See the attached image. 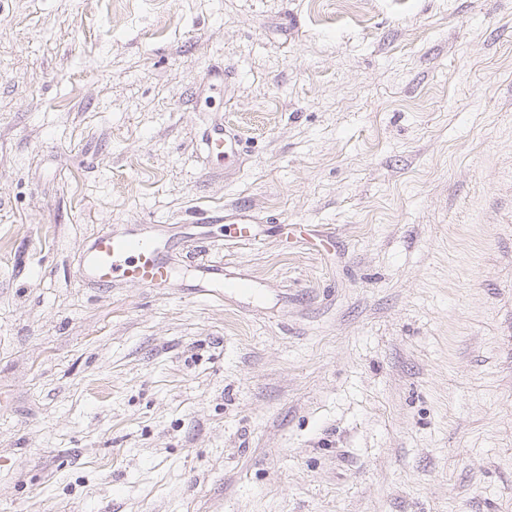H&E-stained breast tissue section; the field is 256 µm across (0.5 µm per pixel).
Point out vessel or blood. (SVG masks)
<instances>
[{
	"label": "vessel or blood",
	"mask_w": 512,
	"mask_h": 512,
	"mask_svg": "<svg viewBox=\"0 0 512 512\" xmlns=\"http://www.w3.org/2000/svg\"><path fill=\"white\" fill-rule=\"evenodd\" d=\"M203 137L215 154L234 156L240 145L237 134L216 124L206 129ZM224 235L230 239L251 241L259 236L252 215L246 207H236L224 216ZM172 262L160 234L132 225L109 229L86 248L81 275L89 283L111 287L117 280L135 282L148 288H166L171 284ZM205 278L221 283L233 294L241 295L252 288L248 276L224 273L222 268H204Z\"/></svg>",
	"instance_id": "obj_1"
}]
</instances>
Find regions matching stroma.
<instances>
[{"label": "stroma", "instance_id": "35a3bbf8", "mask_svg": "<svg viewBox=\"0 0 512 512\" xmlns=\"http://www.w3.org/2000/svg\"><path fill=\"white\" fill-rule=\"evenodd\" d=\"M511 305L512 0H0V512H512ZM208 148L215 154H224L225 158L234 156L238 152L240 140L237 134L227 131L223 124H215L206 129L203 134ZM253 216L245 206L236 207L231 213L224 210V237L238 240H257L259 233ZM160 234L135 224L108 228L85 249L81 275L89 283L108 288L116 280L147 288L171 286L172 262ZM202 273L209 280H216L221 283L222 288L231 291L233 294L241 295L249 292L253 288L252 280L245 275L225 274L222 268H202Z\"/></svg>", "mask_w": 512, "mask_h": 512}]
</instances>
